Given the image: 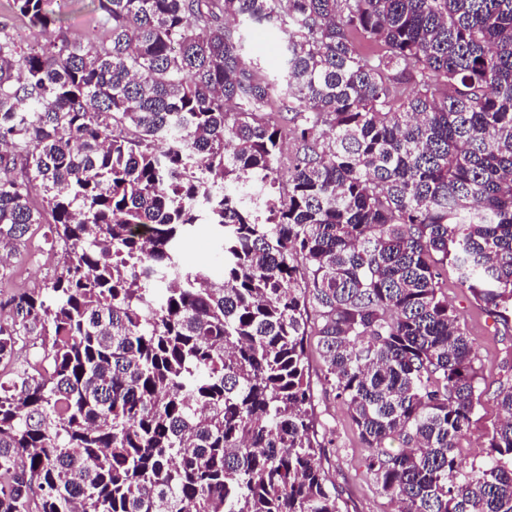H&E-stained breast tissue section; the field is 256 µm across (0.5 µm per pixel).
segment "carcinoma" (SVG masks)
<instances>
[{"mask_svg": "<svg viewBox=\"0 0 512 512\" xmlns=\"http://www.w3.org/2000/svg\"><path fill=\"white\" fill-rule=\"evenodd\" d=\"M95 2L85 41L46 0L10 3L44 43L0 28V268L45 213L62 257L0 297V363L42 349L0 380V512H340L310 336L396 512H512V379L469 460L447 290L512 336V0ZM282 34L276 31L267 33L265 39L260 45V49L256 47V42L253 39L249 41V50L253 54H260L269 61H279V45L281 42ZM184 255L188 262L194 264L211 258V246L206 228L184 245Z\"/></svg>", "mask_w": 512, "mask_h": 512, "instance_id": "obj_1", "label": "carcinoma"}]
</instances>
